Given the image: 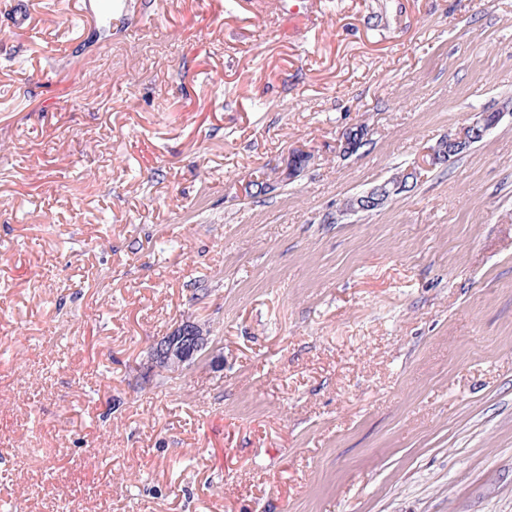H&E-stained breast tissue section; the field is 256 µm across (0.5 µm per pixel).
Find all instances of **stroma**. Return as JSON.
Masks as SVG:
<instances>
[{
    "label": "stroma",
    "instance_id": "stroma-1",
    "mask_svg": "<svg viewBox=\"0 0 512 512\" xmlns=\"http://www.w3.org/2000/svg\"><path fill=\"white\" fill-rule=\"evenodd\" d=\"M34 2L0 28V512H512V0L86 35ZM185 321L208 349L153 367ZM493 119L490 120V116ZM503 112H477L474 113L473 119L459 128L454 133H448V137L441 140L435 148L429 150L428 159L422 158L416 165L399 169L393 173L388 179L376 184L368 190L353 196L356 205L342 208V215L348 213L371 212L382 208L392 198L400 194L404 190V178L412 175V181L417 183L422 177V171L429 166H435L448 161L451 157H455L467 150L474 139H483L492 129H494Z\"/></svg>",
    "mask_w": 512,
    "mask_h": 512
}]
</instances>
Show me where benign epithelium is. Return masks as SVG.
I'll list each match as a JSON object with an SVG mask.
<instances>
[{"mask_svg":"<svg viewBox=\"0 0 512 512\" xmlns=\"http://www.w3.org/2000/svg\"><path fill=\"white\" fill-rule=\"evenodd\" d=\"M502 113L493 111L476 112L473 119L448 134V137L429 150L427 158L415 165L408 166L393 173L388 179L376 184L368 190L354 196L356 205L340 210L341 214L371 212L382 208L392 198L404 190V178L412 176V180H420L422 171L448 161L467 150L474 139H483L494 129ZM369 131L356 129L355 132H345L339 141V153L343 156L353 154L357 148L368 140ZM312 159V155L303 150H297L288 155V170L279 176L280 181H290ZM209 344V336L203 329L192 323L184 322L172 333L156 340L152 347L155 364L168 370H178L183 365L195 360Z\"/></svg>","mask_w":512,"mask_h":512,"instance_id":"benign-epithelium-1","label":"benign epithelium"}]
</instances>
